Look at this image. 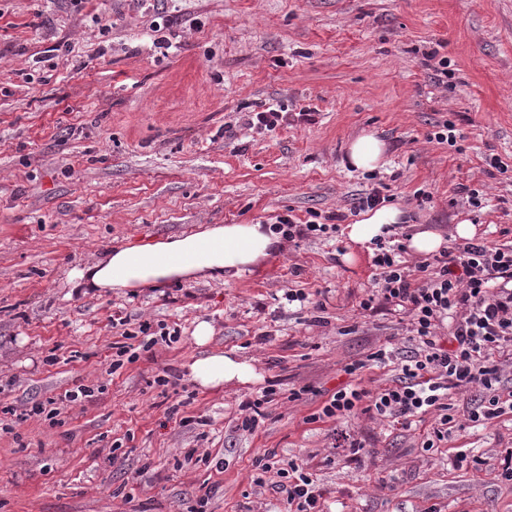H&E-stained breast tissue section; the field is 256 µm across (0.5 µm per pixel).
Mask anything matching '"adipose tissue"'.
I'll return each mask as SVG.
<instances>
[{
	"label": "adipose tissue",
	"mask_w": 512,
	"mask_h": 512,
	"mask_svg": "<svg viewBox=\"0 0 512 512\" xmlns=\"http://www.w3.org/2000/svg\"><path fill=\"white\" fill-rule=\"evenodd\" d=\"M401 212L381 207L348 225L351 242L366 245L389 236ZM279 242L262 224H214L188 235H173L152 245L117 247L71 274L75 287L109 291L115 288L177 283L212 278L257 264ZM192 381L217 387L226 381H247L254 372L246 363L215 354L196 359L189 367Z\"/></svg>",
	"instance_id": "adipose-tissue-1"
}]
</instances>
